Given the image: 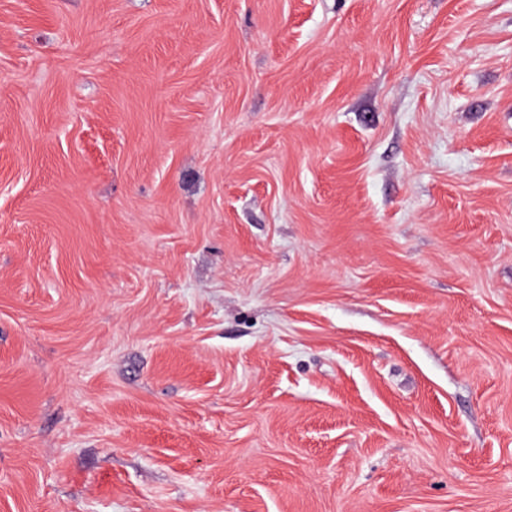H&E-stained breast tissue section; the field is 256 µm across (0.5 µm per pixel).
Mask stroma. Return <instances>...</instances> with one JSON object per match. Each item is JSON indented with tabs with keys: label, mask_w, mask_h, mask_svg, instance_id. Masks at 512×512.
I'll return each mask as SVG.
<instances>
[{
	"label": "stroma",
	"mask_w": 512,
	"mask_h": 512,
	"mask_svg": "<svg viewBox=\"0 0 512 512\" xmlns=\"http://www.w3.org/2000/svg\"><path fill=\"white\" fill-rule=\"evenodd\" d=\"M0 512H512V0H0Z\"/></svg>",
	"instance_id": "1"
}]
</instances>
